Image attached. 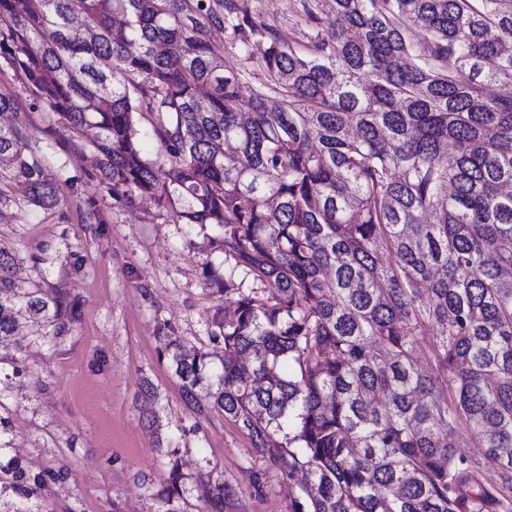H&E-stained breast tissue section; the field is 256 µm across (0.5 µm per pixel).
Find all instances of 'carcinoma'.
Returning a JSON list of instances; mask_svg holds the SVG:
<instances>
[{
	"mask_svg": "<svg viewBox=\"0 0 512 512\" xmlns=\"http://www.w3.org/2000/svg\"><path fill=\"white\" fill-rule=\"evenodd\" d=\"M509 45L512 0H299L287 35L249 0H0V67L97 130L112 199L219 228L221 370L175 336L165 350L196 412L305 474L289 512H512ZM6 178L58 204L20 125H0ZM22 310L73 306L0 251L1 338ZM460 425L479 454L444 433ZM202 493L216 512L234 496Z\"/></svg>",
	"mask_w": 512,
	"mask_h": 512,
	"instance_id": "carcinoma-1",
	"label": "carcinoma"
}]
</instances>
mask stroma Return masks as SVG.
Listing matches in <instances>:
<instances>
[{
    "label": "stroma",
    "instance_id": "1",
    "mask_svg": "<svg viewBox=\"0 0 512 512\" xmlns=\"http://www.w3.org/2000/svg\"><path fill=\"white\" fill-rule=\"evenodd\" d=\"M7 92L59 203L36 210L7 191L0 249L74 312L61 328L20 315L0 340V512H212L200 493L209 480L235 491L224 512H288L296 486L232 422L188 406L164 350L175 336L212 360L224 353L212 323L234 297L208 278L224 271L217 227L183 224L147 200L114 201L92 163L93 131L29 111L6 68ZM147 383L155 426L141 406Z\"/></svg>",
    "mask_w": 512,
    "mask_h": 512
}]
</instances>
